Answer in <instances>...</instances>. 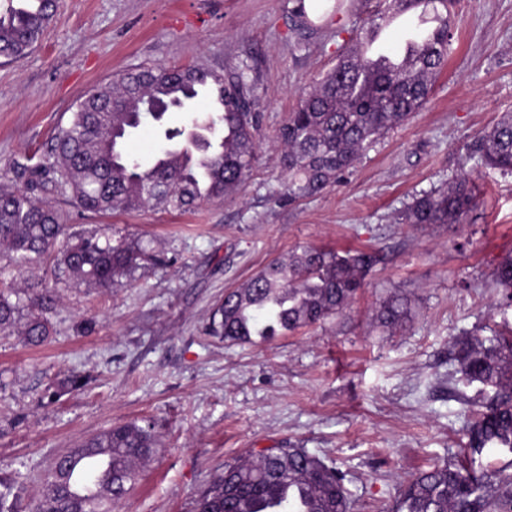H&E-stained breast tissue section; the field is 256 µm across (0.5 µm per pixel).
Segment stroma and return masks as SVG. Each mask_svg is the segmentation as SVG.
Segmentation results:
<instances>
[{
  "label": "stroma",
  "mask_w": 512,
  "mask_h": 512,
  "mask_svg": "<svg viewBox=\"0 0 512 512\" xmlns=\"http://www.w3.org/2000/svg\"><path fill=\"white\" fill-rule=\"evenodd\" d=\"M306 0H58L48 35L0 63V169L43 155L83 95L143 64L253 68L263 115L258 159L235 198L170 214L71 212L68 230L111 227L159 255L122 287L46 279L54 334L33 347L0 334V474L19 472L21 506L55 458L131 420L151 421L156 452L117 512H194L211 475L293 444L339 467L355 512H391L408 481L457 454L468 406L450 377L462 331L512 322L491 274L512 256V175L481 166L480 135L512 113V0H457L454 50L423 107L344 180L280 201L273 144L303 93L354 43L370 9ZM470 171L478 205L461 224L398 223L413 195ZM307 247L376 260L342 314L285 335L230 344L206 335L215 305L272 261ZM405 301L399 327L377 317ZM94 333L75 331L83 319ZM90 384L48 401L58 380Z\"/></svg>",
  "instance_id": "obj_1"
}]
</instances>
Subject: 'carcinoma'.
I'll return each mask as SVG.
<instances>
[{
    "label": "carcinoma",
    "instance_id": "carcinoma-1",
    "mask_svg": "<svg viewBox=\"0 0 512 512\" xmlns=\"http://www.w3.org/2000/svg\"><path fill=\"white\" fill-rule=\"evenodd\" d=\"M0 11V57L27 56L49 32L57 3L8 0ZM455 0H384L370 15L375 25L392 8L430 11L432 39L413 47L409 73H377L367 56L352 47L306 92L278 131L280 163L288 173V199L309 198L337 182L391 129L427 101L433 79L451 50ZM289 15L300 29L312 26L306 0H293ZM213 81L224 108L197 114L199 88ZM252 68L237 64L223 76L207 68L142 67L85 97L68 125L39 160L15 156L9 171L23 184L0 175V258L24 275L49 264L68 280L110 290L141 264L158 256L139 243L108 231L65 235L68 215L50 197L65 196L82 213L112 214L151 209L182 212L212 200L233 197L251 174L259 149L260 117ZM163 107L146 114V104ZM168 112L194 114L193 142L182 128H164L167 148L148 166L128 153L125 143L145 116L159 122ZM482 165L512 174V115L480 136ZM477 206L470 175L415 197L400 214L403 224H462ZM372 256L341 255L306 248L275 260L214 309L209 333L230 343H249L294 333L343 313L363 286ZM492 282L512 302V259L501 262ZM52 295L32 284L0 290V334H17L30 345L52 335ZM27 314H22V311ZM400 304L381 306L379 318L395 326ZM457 382L480 386L477 409L467 417L461 451L417 474L400 494L395 512H512V459L500 464L492 454L512 455V330L492 336L475 332L455 343ZM86 378L69 375L49 393L52 399L82 388ZM157 436L136 421L112 426L60 456L45 489L27 512H112L151 459ZM346 474L306 448H271L224 466L196 501V512H247L244 505L265 496L279 501L274 512H298L279 500L284 486L300 487L310 512H353ZM17 481L0 475V512H21Z\"/></svg>",
    "mask_w": 512,
    "mask_h": 512
}]
</instances>
